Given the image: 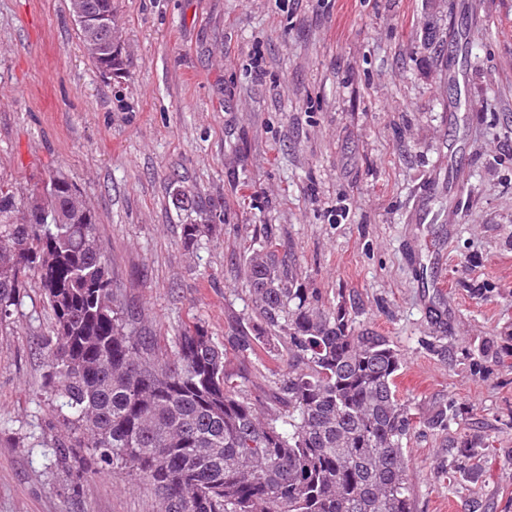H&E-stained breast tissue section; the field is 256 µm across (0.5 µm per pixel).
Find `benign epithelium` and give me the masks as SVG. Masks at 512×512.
Here are the masks:
<instances>
[{"label": "benign epithelium", "mask_w": 512, "mask_h": 512, "mask_svg": "<svg viewBox=\"0 0 512 512\" xmlns=\"http://www.w3.org/2000/svg\"><path fill=\"white\" fill-rule=\"evenodd\" d=\"M71 14L76 25L87 35L86 51L104 60L102 74L124 77L123 43L112 26V13L90 10L84 0H71ZM25 209H32L45 219L55 216L54 184L48 181L40 185L26 201Z\"/></svg>", "instance_id": "obj_1"}]
</instances>
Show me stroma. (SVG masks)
Segmentation results:
<instances>
[{"label": "stroma", "mask_w": 512, "mask_h": 512, "mask_svg": "<svg viewBox=\"0 0 512 512\" xmlns=\"http://www.w3.org/2000/svg\"><path fill=\"white\" fill-rule=\"evenodd\" d=\"M113 19L121 79L92 64L69 0H0V184L24 198L65 174L141 326L167 344L202 325L268 407L287 364L259 341L246 258L271 237L314 306L352 305L401 353L414 512H512V368L474 345L512 326V0H115ZM430 175L438 221L418 224ZM190 223L213 233L185 247ZM26 279L0 322V512H158L124 470L68 493L41 387L54 319ZM448 402L447 431L425 427ZM477 431L491 447L470 463L448 440Z\"/></svg>", "instance_id": "1"}]
</instances>
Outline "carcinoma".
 I'll return each instance as SVG.
<instances>
[{"label":"carcinoma","instance_id":"carcinoma-1","mask_svg":"<svg viewBox=\"0 0 512 512\" xmlns=\"http://www.w3.org/2000/svg\"><path fill=\"white\" fill-rule=\"evenodd\" d=\"M71 212L59 188V223L44 224L0 185V321L19 305L26 271L36 274L55 320L42 387L71 431L52 450L71 493L85 474L115 466L139 473L160 512H412L403 445L413 417L397 394L401 354L386 338L356 330L344 304L313 307L292 272L254 251L248 283L273 332L257 340L288 357L275 381L282 411L265 412L240 395L204 327L183 329L170 354L137 329L114 289L96 216L72 224ZM209 231L183 225L184 245ZM476 350L503 364L512 332ZM452 412L440 405L425 424L446 431ZM451 445L469 460L489 447L480 434Z\"/></svg>","mask_w":512,"mask_h":512}]
</instances>
